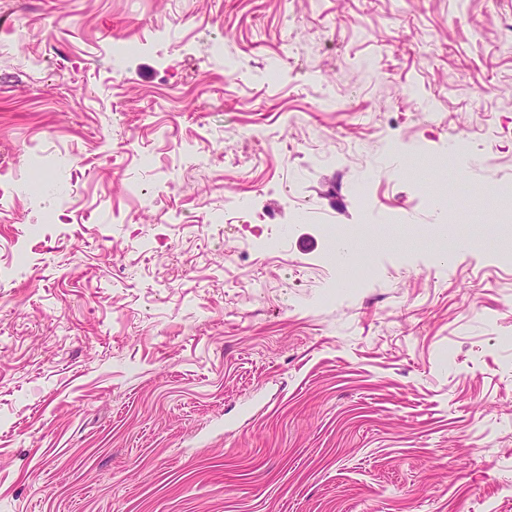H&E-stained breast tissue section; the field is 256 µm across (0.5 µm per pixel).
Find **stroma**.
I'll return each mask as SVG.
<instances>
[{
    "instance_id": "obj_1",
    "label": "stroma",
    "mask_w": 512,
    "mask_h": 512,
    "mask_svg": "<svg viewBox=\"0 0 512 512\" xmlns=\"http://www.w3.org/2000/svg\"><path fill=\"white\" fill-rule=\"evenodd\" d=\"M510 17L0 0V173L77 161L64 222L41 188L0 210V512H512V266L472 240L512 180ZM116 37L141 46L118 74ZM456 135L493 162L448 160ZM419 182L461 195L454 233Z\"/></svg>"
}]
</instances>
